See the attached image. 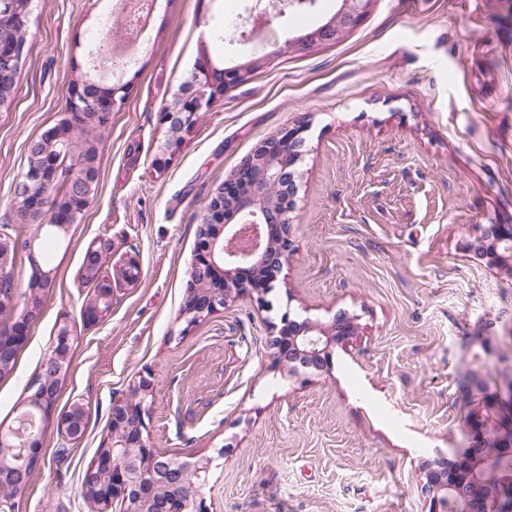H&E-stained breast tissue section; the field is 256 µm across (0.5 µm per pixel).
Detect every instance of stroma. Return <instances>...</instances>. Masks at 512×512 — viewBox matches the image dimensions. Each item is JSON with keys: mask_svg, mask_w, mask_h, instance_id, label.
Listing matches in <instances>:
<instances>
[{"mask_svg": "<svg viewBox=\"0 0 512 512\" xmlns=\"http://www.w3.org/2000/svg\"><path fill=\"white\" fill-rule=\"evenodd\" d=\"M113 0H32L13 101L0 110V235L27 237L14 186L30 143L68 119L92 39L120 33ZM228 0H160L151 41L120 76L123 108L101 130L98 191L44 252L55 278L0 377V424L23 410L61 329L72 338L42 455L13 512H99L84 473L108 447L112 402L151 375L146 430L165 458L209 457L213 512H429L422 465L468 446L473 399L512 377V270L467 248L488 224L512 225V0H371L339 42L289 51L295 29L336 0L272 17L269 62L225 90L180 150L159 162L163 113L201 56L228 66L249 45L225 43ZM303 126L292 250L272 309L239 299L195 326L181 317L203 215L242 160ZM112 241V306L98 322L80 268ZM135 261L138 273L122 272ZM289 309L358 334L331 373L272 365L269 320ZM83 404L86 430L56 415Z\"/></svg>", "mask_w": 512, "mask_h": 512, "instance_id": "stroma-1", "label": "stroma"}]
</instances>
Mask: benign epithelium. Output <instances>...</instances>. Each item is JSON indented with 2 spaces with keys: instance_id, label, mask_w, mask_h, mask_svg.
<instances>
[{
  "instance_id": "7a95c632",
  "label": "benign epithelium",
  "mask_w": 512,
  "mask_h": 512,
  "mask_svg": "<svg viewBox=\"0 0 512 512\" xmlns=\"http://www.w3.org/2000/svg\"><path fill=\"white\" fill-rule=\"evenodd\" d=\"M371 0H340L336 13L311 31L288 40V49L305 53L322 44L340 41L364 18ZM25 47L14 41L0 40V74L19 68ZM268 56H253L233 67L220 68L208 61L200 62L185 82L182 92L164 112L168 135L162 154L172 156L181 147L201 113L208 112L221 91L247 80L250 74L267 64ZM87 75L72 82L68 109L94 112L109 116L119 111L125 101V85L114 84L108 94L89 97L84 92ZM303 127L292 128L279 137L265 141L224 180L211 199L201 226L200 242L195 263L187 282V295L182 316L187 326L231 306L244 296H252L265 308L273 309L267 295L275 288L291 247V201L293 195L281 201L279 189L288 178V166L298 160L297 146ZM47 147L41 159L20 180L15 203L21 208L45 210L48 189L59 180L62 167L67 165L62 143L63 135L48 133ZM92 181L82 175L78 190H68L57 196L47 217L60 229L82 212L91 200ZM37 238L22 244L0 236V283L13 280L12 265L19 248H25L35 277L28 288L37 292L45 277L37 261ZM473 250L494 264L512 260V226L491 224L483 229ZM107 287L98 291L97 298L84 311L85 319L95 321L106 312L112 301V278ZM38 309L26 301L20 314L10 323L7 332L0 334V376L12 371L18 350L26 342L30 322ZM271 326L272 365H287L307 375L328 374L332 369L335 348L347 345L356 335L354 319L344 311L335 313L327 323L301 319L285 310L277 314ZM71 336L65 329L56 337L51 353L41 367V387L28 398L27 407H36L41 415L53 410L58 384L66 371ZM476 398L465 419L469 445L481 448L491 445L489 454L471 453L452 458L438 457L425 465L422 496L429 500L430 512H448V504L460 512H512V480L494 482L487 478L496 458L512 459V383L504 382L503 389L488 391L479 375L473 380ZM152 392L151 376L143 375L129 388L126 397L112 406L110 450L98 455L90 474L98 478L102 488L112 486L107 501L116 512H153L155 496L175 490L176 499L169 501L160 512H212L204 492L206 476L212 459L199 458L188 463V469L170 465L165 480L156 478L154 468L161 454L145 434L144 416L149 411L147 398ZM58 426L70 438L78 437L84 427V416L74 406L62 413ZM20 448V459L38 462L42 449L41 429L35 427L33 415L22 413L16 425L0 426V448ZM196 478L188 482L185 471Z\"/></svg>"
}]
</instances>
